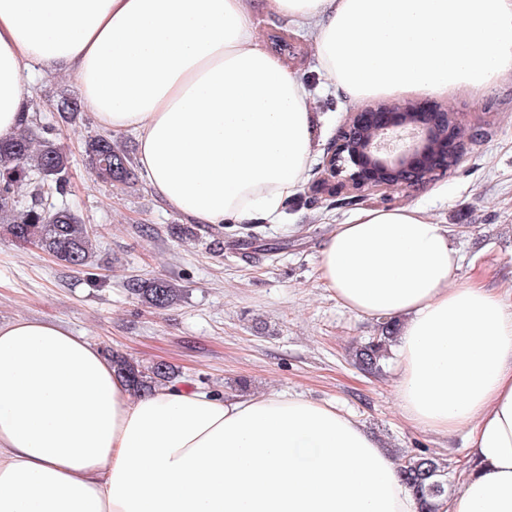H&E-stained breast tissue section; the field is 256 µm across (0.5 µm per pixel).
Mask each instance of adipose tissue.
Listing matches in <instances>:
<instances>
[{"label": "adipose tissue", "instance_id": "1", "mask_svg": "<svg viewBox=\"0 0 512 512\" xmlns=\"http://www.w3.org/2000/svg\"><path fill=\"white\" fill-rule=\"evenodd\" d=\"M310 35L352 100L494 88L512 73V0H266ZM253 0H0V139L38 70L73 75L97 123L133 133L148 186L194 224L280 223L315 145L298 74L259 41ZM448 225L364 209L321 280L401 322L404 419L469 432L440 512H512V303L458 278ZM0 512H417L390 453L333 404L287 393L136 394L84 337L0 324Z\"/></svg>", "mask_w": 512, "mask_h": 512}]
</instances>
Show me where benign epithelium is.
Wrapping results in <instances>:
<instances>
[{
    "label": "benign epithelium",
    "mask_w": 512,
    "mask_h": 512,
    "mask_svg": "<svg viewBox=\"0 0 512 512\" xmlns=\"http://www.w3.org/2000/svg\"><path fill=\"white\" fill-rule=\"evenodd\" d=\"M436 111L433 119L411 102H385L352 113L347 127L328 148L326 177L320 182L337 193L358 194L369 188L398 189L430 181L448 165V144L462 147L475 139Z\"/></svg>",
    "instance_id": "obj_1"
}]
</instances>
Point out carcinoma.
<instances>
[{
  "label": "carcinoma",
  "mask_w": 512,
  "mask_h": 512,
  "mask_svg": "<svg viewBox=\"0 0 512 512\" xmlns=\"http://www.w3.org/2000/svg\"><path fill=\"white\" fill-rule=\"evenodd\" d=\"M56 112L64 123H74L83 112L82 101L62 96ZM36 118L26 116L18 134L0 139V232L21 245H34L51 255L61 266L89 268L94 265L93 233L71 209L47 210L42 207L45 191L64 195L67 191L71 155L54 136V128L34 131ZM86 162L96 179L110 186L125 185L135 178L133 160L110 134H99L85 146ZM33 183L32 203L17 210L15 189ZM129 292L154 309H165L178 297L180 289L159 277L135 278L127 282ZM398 325L394 320L380 323L376 335L352 349L351 358L360 370L378 374L390 357ZM112 364L135 392L175 380L174 369L165 363L144 366L119 353L111 355ZM398 472L418 504V512H437L438 500L447 496L448 464L421 450L406 454L392 450Z\"/></svg>",
  "instance_id": "cac0c4a2"
}]
</instances>
